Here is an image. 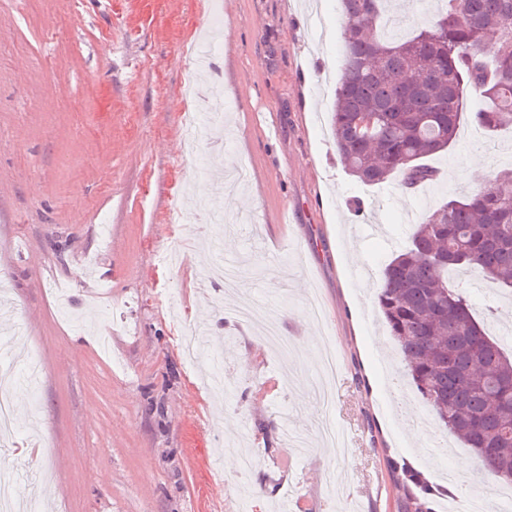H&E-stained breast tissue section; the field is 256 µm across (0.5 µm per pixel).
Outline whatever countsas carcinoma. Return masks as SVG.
<instances>
[{
  "label": "carcinoma",
  "mask_w": 512,
  "mask_h": 512,
  "mask_svg": "<svg viewBox=\"0 0 512 512\" xmlns=\"http://www.w3.org/2000/svg\"><path fill=\"white\" fill-rule=\"evenodd\" d=\"M389 0H341L344 69L335 90L333 139L345 169L365 185L402 176L436 179L421 160L448 150L466 117L465 92L484 130L512 126V0H443L426 26L400 38L379 30ZM480 271L512 288V170L448 200L416 225L411 245L384 268L376 303L403 358L394 384L415 386L439 425L512 484V357L448 282ZM400 512H433L440 491L396 459Z\"/></svg>",
  "instance_id": "obj_1"
}]
</instances>
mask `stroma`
I'll return each mask as SVG.
<instances>
[{"label":"stroma","instance_id":"obj_1","mask_svg":"<svg viewBox=\"0 0 512 512\" xmlns=\"http://www.w3.org/2000/svg\"><path fill=\"white\" fill-rule=\"evenodd\" d=\"M328 2L318 34L310 0H0V283L19 313L0 339L23 357L0 352V368L27 393L16 441L45 447L14 471L45 479L50 512H397L390 457L486 489L416 390L395 391L375 293L408 210L473 190V161L485 185L512 168V133L465 123L413 189L356 182L331 135L344 43ZM231 262L235 294L207 279ZM458 284L511 354L512 289ZM244 297L274 311L288 365L231 317ZM327 341L349 442L334 451L310 393ZM233 436L260 463L216 481Z\"/></svg>","mask_w":512,"mask_h":512}]
</instances>
